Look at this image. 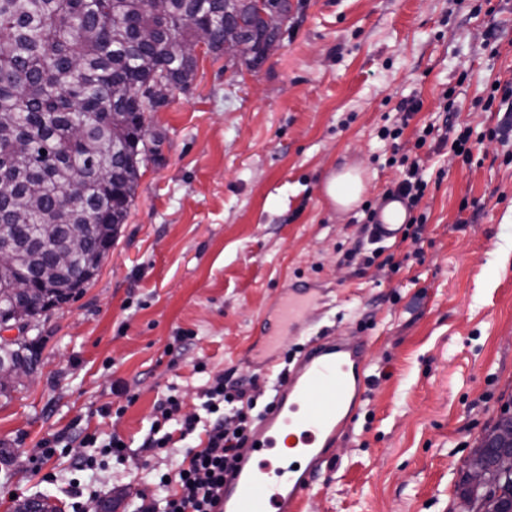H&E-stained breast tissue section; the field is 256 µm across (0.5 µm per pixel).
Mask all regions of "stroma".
Here are the masks:
<instances>
[{
	"mask_svg": "<svg viewBox=\"0 0 512 512\" xmlns=\"http://www.w3.org/2000/svg\"><path fill=\"white\" fill-rule=\"evenodd\" d=\"M289 3L275 55L250 70L198 48L191 89L151 113L159 152L140 166L126 224L83 292L42 314L34 379L0 396V512L34 495L69 512L75 493L99 489L113 512L159 503L139 451L157 400L177 386L189 414L216 375L248 384L268 314L304 285L322 291L304 339L364 340L368 368L303 512H453L472 449L512 409V141L491 134L502 113L477 104L512 79V0ZM448 89L462 105L450 118ZM406 97L422 107L398 146L428 183L427 221L421 242L389 240L362 268L347 254L363 213L324 186L355 169L375 202L399 179L377 160L389 149L378 133ZM449 120L477 134L471 163L434 141L416 148L420 129ZM183 335L191 344L167 355ZM76 426L131 450L86 449L83 472L72 448L41 462L40 441Z\"/></svg>",
	"mask_w": 512,
	"mask_h": 512,
	"instance_id": "1",
	"label": "stroma"
}]
</instances>
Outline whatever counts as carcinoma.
<instances>
[{
	"label": "carcinoma",
	"mask_w": 512,
	"mask_h": 512,
	"mask_svg": "<svg viewBox=\"0 0 512 512\" xmlns=\"http://www.w3.org/2000/svg\"><path fill=\"white\" fill-rule=\"evenodd\" d=\"M211 26L207 52L224 53V24L251 43L242 62L265 60L272 36L248 0H0V318L10 286L35 275L51 296L31 316L82 292L126 223L145 152L148 114L167 90L189 89L197 62L181 45ZM74 238L85 249L63 265L47 249ZM31 342L0 341V368L34 366ZM487 467L512 510V454Z\"/></svg>",
	"instance_id": "carcinoma-1"
}]
</instances>
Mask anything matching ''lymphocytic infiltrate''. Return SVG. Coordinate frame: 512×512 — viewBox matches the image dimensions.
<instances>
[{"label":"lymphocytic infiltrate","instance_id":"1","mask_svg":"<svg viewBox=\"0 0 512 512\" xmlns=\"http://www.w3.org/2000/svg\"><path fill=\"white\" fill-rule=\"evenodd\" d=\"M403 167L401 179L382 195L383 200L400 199L411 215L409 224H417L413 210L427 187L416 162L400 158ZM202 401L196 414L181 416V397L172 392L160 398L155 407L154 420L141 445L147 457H155L173 440L186 441L196 433L205 438L185 449V463L173 473L156 472V488L165 490L163 512H222L224 474L233 461L242 455L254 422L261 416L255 395L247 390L225 383L216 376L201 392ZM100 446L103 454L123 458L130 450L119 435L98 442L95 434L82 430L62 432L44 440L43 457H50L55 448L74 440Z\"/></svg>","mask_w":512,"mask_h":512}]
</instances>
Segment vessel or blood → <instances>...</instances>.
<instances>
[{"label":"vessel or blood","instance_id":"obj_1","mask_svg":"<svg viewBox=\"0 0 512 512\" xmlns=\"http://www.w3.org/2000/svg\"><path fill=\"white\" fill-rule=\"evenodd\" d=\"M304 297L281 301L267 320L270 334H297ZM365 345L346 343L340 336H320L297 357L285 380L276 387L274 406L257 421L251 447H273L288 427L302 431L304 447L296 459L281 458L279 478L269 485L250 457L239 459L224 478L223 512H301L330 450L359 411L365 388Z\"/></svg>","mask_w":512,"mask_h":512}]
</instances>
